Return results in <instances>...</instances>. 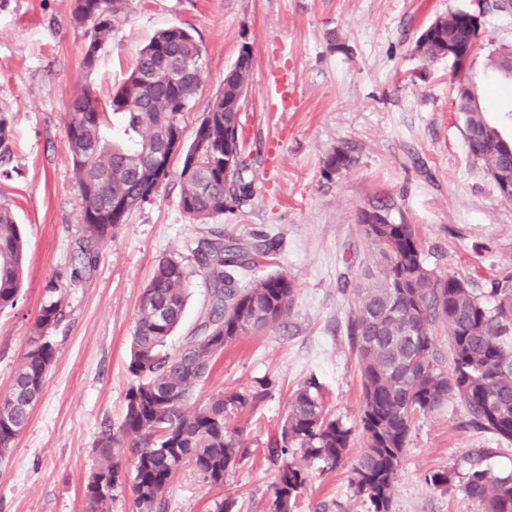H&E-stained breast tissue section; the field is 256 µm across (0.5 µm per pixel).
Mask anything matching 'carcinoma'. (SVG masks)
Returning <instances> with one entry per match:
<instances>
[{"label": "carcinoma", "instance_id": "obj_1", "mask_svg": "<svg viewBox=\"0 0 512 512\" xmlns=\"http://www.w3.org/2000/svg\"><path fill=\"white\" fill-rule=\"evenodd\" d=\"M129 0H74L73 18L89 24L81 49L85 74L98 67L114 23ZM481 26L472 8L435 17L419 30L414 55L423 61L450 63L455 106L469 155L485 173L512 181V141L486 117L475 88L468 87L470 56ZM204 48L189 30L173 25L158 31L138 52L126 80L103 103L91 86L70 104L65 115L67 149L76 188L82 198L81 228L87 244L112 236L127 212L155 195L154 158L167 151L174 128L202 87ZM254 56L235 61L224 73L223 87L203 113L192 142L183 146L179 206L191 220L233 213L254 194L245 176V146L240 116L227 104L247 89ZM116 124L109 123V118ZM238 157L224 172V154ZM12 153L8 114L0 112V166ZM343 147L324 162L331 175L352 166ZM393 205L375 201L358 212L357 223L375 252L354 284L355 309L348 336L357 352L363 386L360 423L365 448L353 468L354 484L372 507L391 512L395 483L412 422L449 400L462 402L472 423L512 441V272L489 282L483 291L471 280L434 274L409 224L395 222ZM210 291V304L197 333L177 349L169 337L183 316L189 272L163 257L143 288L131 336L129 371L134 383L126 393L119 432L101 431L96 466L84 497L88 512H101L112 492L130 483L136 512H162L176 474L191 467L213 486L241 465L248 454L243 430L227 420L254 409L270 393L265 379L251 389L229 390L193 410L187 401L208 376L213 360L251 329L284 319L291 310L295 283L268 274L240 288L243 272L265 266L277 256V242L224 239L217 231L197 249ZM25 245L11 206L0 201V310L16 306L24 271ZM13 384L0 397V455L26 428L56 359L51 331L63 316L62 292L50 282ZM448 324V354L432 331ZM450 361V369L443 364ZM311 377L288 398L285 417L267 444L278 465L269 512H293L307 481L308 468L342 466L352 446V429L332 417ZM124 449L130 468L122 469L114 449ZM467 495L483 512H512V472L496 473L481 463L465 476Z\"/></svg>", "mask_w": 512, "mask_h": 512}]
</instances>
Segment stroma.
Segmentation results:
<instances>
[{"label":"stroma","instance_id":"obj_1","mask_svg":"<svg viewBox=\"0 0 512 512\" xmlns=\"http://www.w3.org/2000/svg\"><path fill=\"white\" fill-rule=\"evenodd\" d=\"M468 2L130 0L92 77L99 98L108 99L156 31L186 28L206 50L202 88L183 121V140L191 142L225 69L250 43L255 65L241 121L255 194L235 213L192 222L179 208L181 163L173 161V175L95 245L96 265L84 271L64 116L83 86L86 28L73 18V0H0V112L13 131L0 199L11 205L27 250L17 305L0 311V396L12 386L46 283L55 282L65 300L52 333L56 361L27 427L0 456V512H86L96 441L123 422L141 292L159 258H177L189 270L185 312L168 339L169 348L178 347L209 302L195 248L218 230L245 242H280L273 263L240 278L239 287L272 272L293 279L296 290L288 317L225 347L192 397L201 403L264 378L274 382L264 402L231 421L243 431L248 457L220 487L183 470L167 512H215L227 498L234 512H268L277 467L267 441L288 397L309 377L319 381L328 411L354 432L343 466L310 469L296 512H368L353 483L364 446L361 376L347 335L355 298L342 288L361 275L373 250L359 210L389 198L438 275L465 276L481 288L512 271V202L464 147L450 67L411 53L421 26ZM484 28L471 70L488 120L512 139V78L491 64L512 50V14L488 17ZM337 146L355 162L325 175V158ZM477 460L511 471L512 441L473 428L457 400L417 415L392 512H482L464 488ZM438 470L453 474L447 489L425 482Z\"/></svg>","mask_w":512,"mask_h":512}]
</instances>
